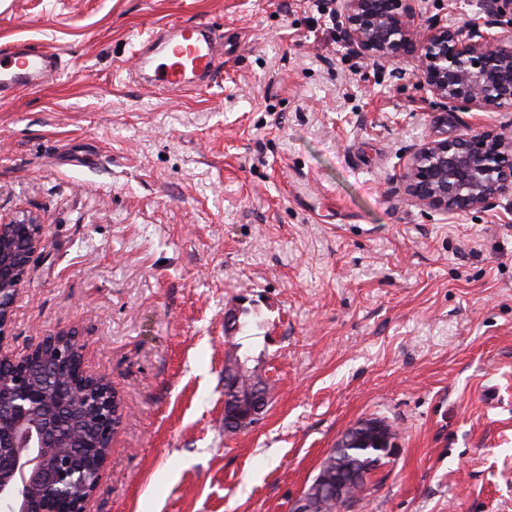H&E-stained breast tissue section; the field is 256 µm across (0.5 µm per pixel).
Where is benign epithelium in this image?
Here are the masks:
<instances>
[{"instance_id":"benign-epithelium-1","label":"benign epithelium","mask_w":512,"mask_h":512,"mask_svg":"<svg viewBox=\"0 0 512 512\" xmlns=\"http://www.w3.org/2000/svg\"><path fill=\"white\" fill-rule=\"evenodd\" d=\"M417 0H341L339 22L357 54L383 66L405 53L417 61L419 82L433 103L453 112L512 108V46L491 29L512 0H486V18L466 32L415 25ZM406 191L420 206L448 212L489 208L512 200V133L507 126L430 138L412 149ZM45 246L44 219L0 221V362L19 367L6 380L13 397L0 402V507L4 512H86L126 410L110 383L87 374L78 330L46 336L20 358L5 350L11 309L30 260ZM100 384L101 445H67L78 431L86 384Z\"/></svg>"}]
</instances>
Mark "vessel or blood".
I'll return each mask as SVG.
<instances>
[{
	"label": "vessel or blood",
	"instance_id": "obj_1",
	"mask_svg": "<svg viewBox=\"0 0 512 512\" xmlns=\"http://www.w3.org/2000/svg\"><path fill=\"white\" fill-rule=\"evenodd\" d=\"M219 45L207 24L173 25L142 43L136 64L156 91L188 92L206 87L221 67ZM54 52L0 55V102L39 85L52 68Z\"/></svg>",
	"mask_w": 512,
	"mask_h": 512
}]
</instances>
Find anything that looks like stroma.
Wrapping results in <instances>:
<instances>
[{
    "mask_svg": "<svg viewBox=\"0 0 512 512\" xmlns=\"http://www.w3.org/2000/svg\"><path fill=\"white\" fill-rule=\"evenodd\" d=\"M338 4L0 0V54L60 59L0 105V218L46 219L9 347L78 328L126 407L87 512H294L372 418L398 452L340 512H512V205L433 211L404 182L412 148L512 110L430 106L414 56L349 49ZM484 4L419 0L416 21ZM181 22L224 68L151 92L134 51ZM232 351L274 388L237 434Z\"/></svg>",
    "mask_w": 512,
    "mask_h": 512,
    "instance_id": "35a3bbf8",
    "label": "stroma"
}]
</instances>
